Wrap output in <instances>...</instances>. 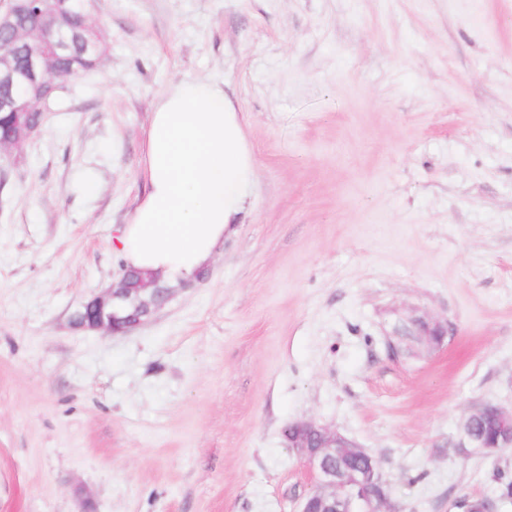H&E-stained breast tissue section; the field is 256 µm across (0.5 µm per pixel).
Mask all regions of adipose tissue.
<instances>
[{
	"instance_id": "adipose-tissue-1",
	"label": "adipose tissue",
	"mask_w": 512,
	"mask_h": 512,
	"mask_svg": "<svg viewBox=\"0 0 512 512\" xmlns=\"http://www.w3.org/2000/svg\"><path fill=\"white\" fill-rule=\"evenodd\" d=\"M147 192L116 250L126 266L192 283L232 232L255 180V159L221 85L176 80L146 132Z\"/></svg>"
}]
</instances>
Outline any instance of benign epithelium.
I'll return each instance as SVG.
<instances>
[{
	"label": "benign epithelium",
	"instance_id": "benign-epithelium-1",
	"mask_svg": "<svg viewBox=\"0 0 512 512\" xmlns=\"http://www.w3.org/2000/svg\"><path fill=\"white\" fill-rule=\"evenodd\" d=\"M69 15L66 0H8L0 11V31L13 32L8 48L0 53V112L23 116L44 111L67 81L57 61L68 49L69 39L78 34H83L85 48L103 59V37L93 14L89 12L83 18L79 32L71 28ZM41 130L40 125L26 120L18 123L9 136L0 138V151L21 155ZM173 292L159 275L144 276L127 268L111 288L83 306L73 324L111 334L124 333L148 320L171 299ZM419 329L429 345L440 343L448 335V328L438 322L432 327L422 322ZM479 411L497 413V437L480 443L469 439L467 443L489 454L511 448L512 412L491 404ZM288 447L310 472L318 498V510L310 508L313 498L309 497L300 512H383V477L378 463L369 457L361 466L336 465V458L349 454L355 443L315 420H306L293 424Z\"/></svg>",
	"mask_w": 512,
	"mask_h": 512
}]
</instances>
